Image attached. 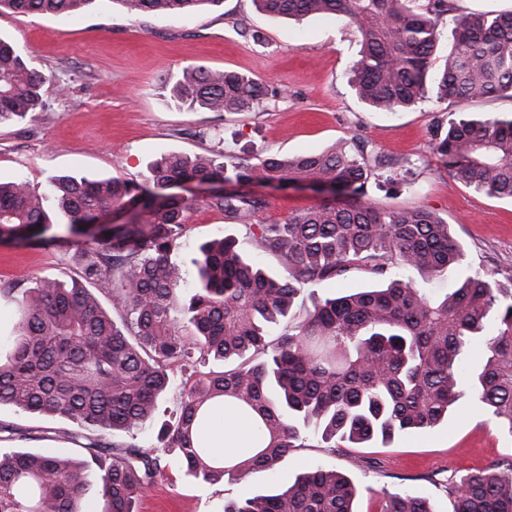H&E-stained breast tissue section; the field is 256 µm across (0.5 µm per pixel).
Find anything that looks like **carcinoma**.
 Masks as SVG:
<instances>
[{
	"mask_svg": "<svg viewBox=\"0 0 512 512\" xmlns=\"http://www.w3.org/2000/svg\"><path fill=\"white\" fill-rule=\"evenodd\" d=\"M95 0H0V12L61 17ZM128 15H191L223 0H118ZM271 15L330 16L354 29L362 44L351 87L366 105L402 112L433 86L460 103L512 98V9L458 12L454 0H254ZM450 15L453 45L436 63L439 26ZM45 77L28 68L0 38V123L36 110ZM179 107L248 112L275 93L234 71L196 65L167 78ZM433 153L467 188L512 199V119L459 113L435 139ZM398 171L355 138L318 153L246 159L168 154L141 181L56 176L51 189L67 231L102 225L115 212L134 220L112 225L97 248L80 254L82 280L35 278L0 288L16 321L0 336V405L70 423L61 437L84 459L9 448L30 432L0 423V512H84L92 491L104 512H136V503L173 458L201 483L239 481L273 471L307 437L326 448L388 442L448 417L471 393L512 436V277L476 272L437 297L414 279H445L464 254L450 225L424 207L381 210L365 199L369 181L393 183ZM329 186L332 198L291 212L279 224H250L265 200L244 190ZM189 183L231 189L201 199L180 193ZM196 205L245 225L256 250L277 258L268 273L224 236L198 246L196 278L171 255ZM52 224L43 198L21 180L0 182V239L46 236ZM367 273L373 283L317 297L299 322L275 339L310 287ZM477 352L476 370L465 364ZM239 364L199 373L197 359ZM182 380L170 418L154 423L158 401ZM229 416L246 426L249 447L221 458L204 433ZM154 438L152 445L138 438ZM454 512H512V461H497L448 483ZM357 488L334 468L318 466L271 494L229 502L224 512H354ZM383 512H434L422 497L395 495Z\"/></svg>",
	"mask_w": 512,
	"mask_h": 512,
	"instance_id": "carcinoma-1",
	"label": "carcinoma"
}]
</instances>
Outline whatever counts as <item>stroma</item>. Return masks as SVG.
<instances>
[{
  "label": "stroma",
  "mask_w": 512,
  "mask_h": 512,
  "mask_svg": "<svg viewBox=\"0 0 512 512\" xmlns=\"http://www.w3.org/2000/svg\"><path fill=\"white\" fill-rule=\"evenodd\" d=\"M0 35L9 38L27 66L42 75V105L17 123L0 125V179L17 178L45 195L59 245L0 241V288L18 279L81 272L84 238L64 228L65 216L50 194V179L119 176L141 179L163 155L209 156L216 152L249 159L272 153L295 155L323 150L359 136L391 163L425 158L392 186L368 183L366 198L391 210L423 206L450 224L465 252L463 274L512 275V200L490 198L452 178L434 155L439 129L459 112L478 118L512 115V98L467 104L427 98L403 112L364 105L348 79L360 43L354 31L333 18L275 17L253 0H224L184 17L145 14L129 18L117 0H98L69 17L0 13ZM233 70L277 91L254 112L215 113L179 107L162 94L161 79L191 65ZM266 205L257 224H277L289 213L317 203L309 190L254 186ZM188 232L173 259L193 269L198 242L216 236L242 237L244 225L223 213L195 207L186 214ZM0 423L30 430L20 449L48 454L69 445L46 440L66 421L0 405ZM512 457V437L494 427L482 408L463 396L448 420L434 428L401 433L387 443L334 452L315 439L293 449L276 472L260 471L243 481L204 484L183 469L166 468L141 498L138 512H224L230 501L272 493L304 470L322 465L345 473L356 486L355 512H383L389 494L427 498L434 512H454L447 483L488 464Z\"/></svg>",
  "instance_id": "1"
}]
</instances>
